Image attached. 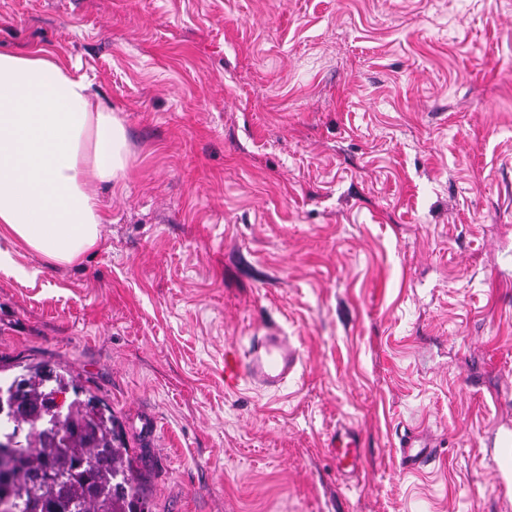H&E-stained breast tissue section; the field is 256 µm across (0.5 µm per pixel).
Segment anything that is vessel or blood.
<instances>
[{"mask_svg": "<svg viewBox=\"0 0 512 512\" xmlns=\"http://www.w3.org/2000/svg\"><path fill=\"white\" fill-rule=\"evenodd\" d=\"M300 362L301 353L293 339L280 328L266 326L261 334L251 337L244 355L225 353L224 383L229 388L244 383L277 393L287 385ZM328 452L339 479L352 478L363 466L362 444L356 432H337L328 445ZM400 453L402 464L414 467L427 461L432 451L408 431L402 438Z\"/></svg>", "mask_w": 512, "mask_h": 512, "instance_id": "obj_1", "label": "vessel or blood"}]
</instances>
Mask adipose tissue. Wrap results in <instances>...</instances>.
<instances>
[{
  "mask_svg": "<svg viewBox=\"0 0 512 512\" xmlns=\"http://www.w3.org/2000/svg\"><path fill=\"white\" fill-rule=\"evenodd\" d=\"M125 129L56 51L0 48V236L51 266L80 263L99 241L96 187L128 166Z\"/></svg>",
  "mask_w": 512,
  "mask_h": 512,
  "instance_id": "1",
  "label": "adipose tissue"
}]
</instances>
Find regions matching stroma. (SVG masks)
Listing matches in <instances>:
<instances>
[{
	"mask_svg": "<svg viewBox=\"0 0 512 512\" xmlns=\"http://www.w3.org/2000/svg\"><path fill=\"white\" fill-rule=\"evenodd\" d=\"M34 45L130 157L78 266L0 237V379L70 373L149 512H512V0H0V46ZM266 325L296 374L226 388ZM328 452L337 478L348 480L362 469V444L356 432H336V436H333L328 444ZM401 441V462L405 467H417L418 464L425 462L432 454V450L427 445H422L420 438L411 430L405 432Z\"/></svg>",
	"mask_w": 512,
	"mask_h": 512,
	"instance_id": "35a3bbf8",
	"label": "stroma"
}]
</instances>
